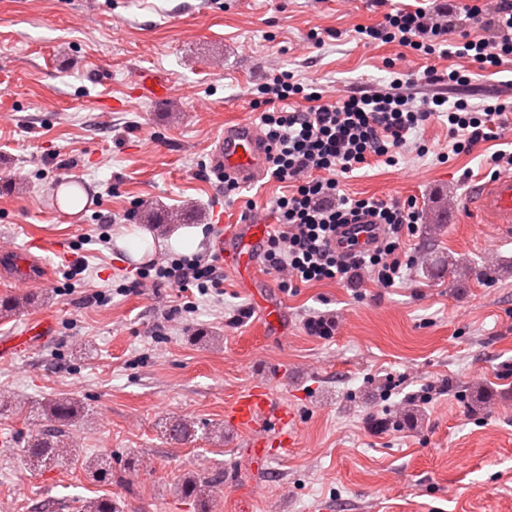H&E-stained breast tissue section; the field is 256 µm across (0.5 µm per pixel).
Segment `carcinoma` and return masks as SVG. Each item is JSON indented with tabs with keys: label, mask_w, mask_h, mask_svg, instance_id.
Returning a JSON list of instances; mask_svg holds the SVG:
<instances>
[{
	"label": "carcinoma",
	"mask_w": 512,
	"mask_h": 512,
	"mask_svg": "<svg viewBox=\"0 0 512 512\" xmlns=\"http://www.w3.org/2000/svg\"><path fill=\"white\" fill-rule=\"evenodd\" d=\"M40 424L32 430L24 457L38 466L49 467L73 455L77 442L70 438L69 427L84 418V407L81 403L67 398L49 401L42 407L39 414ZM164 435L175 441H188L195 436V427L188 420L179 416L165 419ZM83 468L97 482L112 481V465L98 456L84 460ZM220 473H192L181 481L176 491L189 497L195 495L203 487L211 488L221 482ZM82 512H119L116 504L109 499L98 498L87 501Z\"/></svg>",
	"instance_id": "1"
}]
</instances>
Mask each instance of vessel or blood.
Instances as JSON below:
<instances>
[{"instance_id": "b4317fda", "label": "vessel or blood", "mask_w": 512, "mask_h": 512, "mask_svg": "<svg viewBox=\"0 0 512 512\" xmlns=\"http://www.w3.org/2000/svg\"><path fill=\"white\" fill-rule=\"evenodd\" d=\"M275 146L251 120L240 119L225 124L209 152L211 168L217 176H228L236 182L248 185L262 178ZM465 208L479 223L497 225L506 235H512V173L499 174L478 180L464 201ZM377 227L369 224H351L343 228L342 239L355 240L357 248L370 247ZM262 225L252 224L236 239L227 234L217 237L218 252L238 272L254 270L258 258L257 245L262 240ZM47 323L43 320L28 323L25 331L0 344L2 351H20L38 337L45 336ZM231 421L258 433V447L291 445L293 437L284 427L291 418L287 406L280 404L262 389H254L239 397L229 413Z\"/></svg>"}]
</instances>
